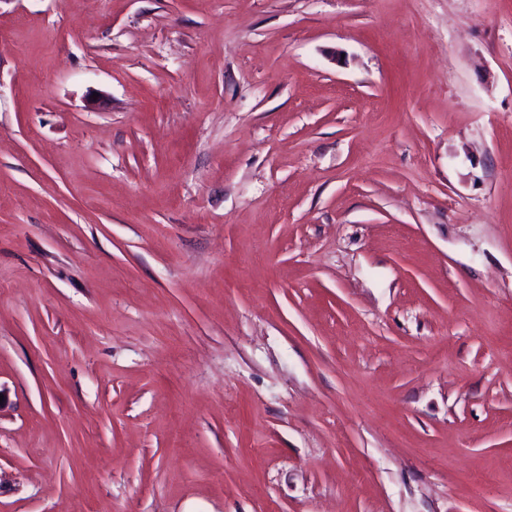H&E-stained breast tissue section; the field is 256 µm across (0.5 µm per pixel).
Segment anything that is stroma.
I'll use <instances>...</instances> for the list:
<instances>
[{
	"label": "stroma",
	"mask_w": 512,
	"mask_h": 512,
	"mask_svg": "<svg viewBox=\"0 0 512 512\" xmlns=\"http://www.w3.org/2000/svg\"><path fill=\"white\" fill-rule=\"evenodd\" d=\"M0 512H512V0H0Z\"/></svg>",
	"instance_id": "35a3bbf8"
}]
</instances>
